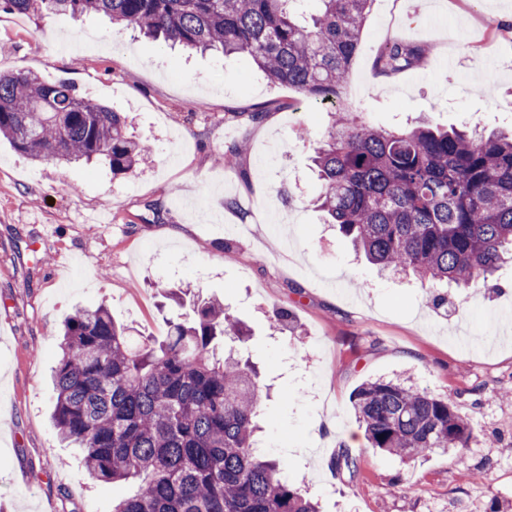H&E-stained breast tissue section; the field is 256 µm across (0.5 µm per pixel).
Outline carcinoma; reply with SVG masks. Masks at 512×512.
<instances>
[{
	"mask_svg": "<svg viewBox=\"0 0 512 512\" xmlns=\"http://www.w3.org/2000/svg\"><path fill=\"white\" fill-rule=\"evenodd\" d=\"M373 0H42L56 15L104 14L112 23L187 49L250 56L267 78L322 102L342 93ZM417 45L387 42L381 76L424 65ZM314 157L318 207L367 259L423 285L476 288L512 259V133L400 129L332 108ZM0 136L34 160H99L131 171L153 151L125 120L69 81L0 74ZM242 145L215 161L230 166ZM167 341L132 345L103 304L62 324L53 423L81 448L90 478L140 481L112 512H318L257 450L262 390L240 359L245 330L216 300L193 304ZM371 447L404 462L466 447L468 422L452 401L376 379L351 397Z\"/></svg>",
	"mask_w": 512,
	"mask_h": 512,
	"instance_id": "cac0c4a2",
	"label": "carcinoma"
}]
</instances>
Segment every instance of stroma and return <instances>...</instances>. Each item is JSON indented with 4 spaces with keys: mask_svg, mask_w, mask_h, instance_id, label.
I'll use <instances>...</instances> for the list:
<instances>
[{
    "mask_svg": "<svg viewBox=\"0 0 512 512\" xmlns=\"http://www.w3.org/2000/svg\"><path fill=\"white\" fill-rule=\"evenodd\" d=\"M390 40L423 46L424 66L377 76ZM0 43V73L73 82L156 147L116 176L100 162L61 170L0 138V512H112L135 491L92 483L58 438L55 330L103 304L164 342L192 316L165 285L220 299L247 326L242 354L269 390L260 446L320 512H512V263L492 286L449 289L440 308L414 278L380 273L314 206L327 109L250 57L189 53L40 0L0 11ZM344 91L388 129L512 128V0H374ZM256 110L263 121L244 120ZM237 139L238 163L217 164ZM378 378L450 396L468 447L417 462L369 448L350 397ZM344 448L358 473L336 470Z\"/></svg>",
    "mask_w": 512,
    "mask_h": 512,
    "instance_id": "35a3bbf8",
    "label": "stroma"
}]
</instances>
